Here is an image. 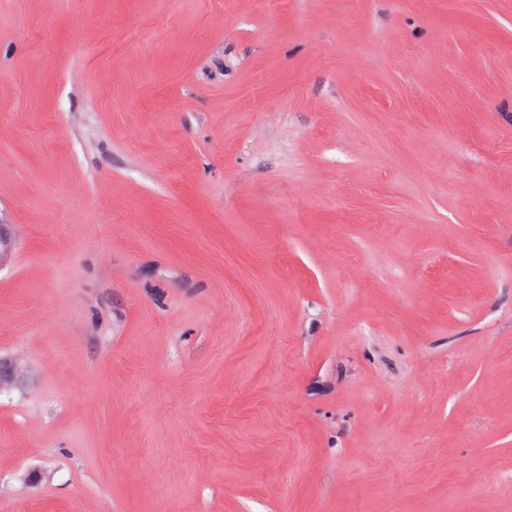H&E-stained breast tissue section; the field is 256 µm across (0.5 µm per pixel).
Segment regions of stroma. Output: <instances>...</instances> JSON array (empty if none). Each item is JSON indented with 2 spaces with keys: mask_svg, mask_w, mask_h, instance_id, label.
Wrapping results in <instances>:
<instances>
[{
  "mask_svg": "<svg viewBox=\"0 0 512 512\" xmlns=\"http://www.w3.org/2000/svg\"><path fill=\"white\" fill-rule=\"evenodd\" d=\"M0 512H512V0H0Z\"/></svg>",
  "mask_w": 512,
  "mask_h": 512,
  "instance_id": "35a3bbf8",
  "label": "stroma"
}]
</instances>
